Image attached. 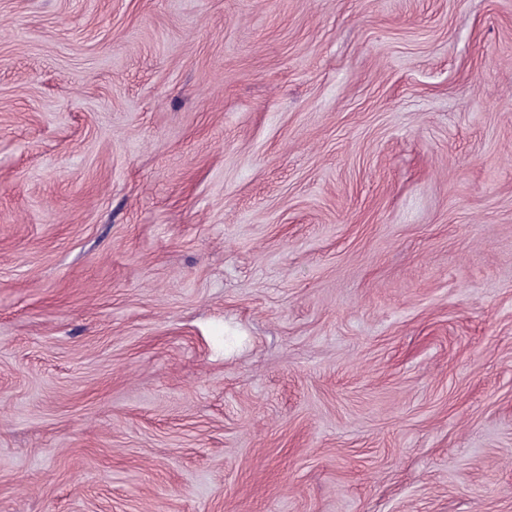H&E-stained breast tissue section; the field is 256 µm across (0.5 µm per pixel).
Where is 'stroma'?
<instances>
[{
	"instance_id": "obj_1",
	"label": "stroma",
	"mask_w": 512,
	"mask_h": 512,
	"mask_svg": "<svg viewBox=\"0 0 512 512\" xmlns=\"http://www.w3.org/2000/svg\"><path fill=\"white\" fill-rule=\"evenodd\" d=\"M0 512H512V0H0Z\"/></svg>"
}]
</instances>
